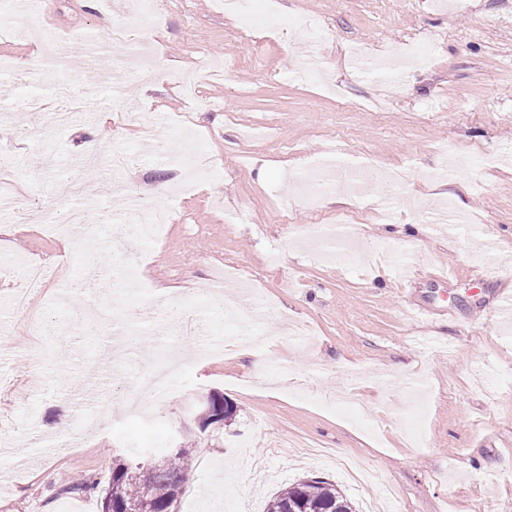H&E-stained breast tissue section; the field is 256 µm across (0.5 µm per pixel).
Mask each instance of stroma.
I'll return each instance as SVG.
<instances>
[{"label":"stroma","instance_id":"stroma-1","mask_svg":"<svg viewBox=\"0 0 512 512\" xmlns=\"http://www.w3.org/2000/svg\"><path fill=\"white\" fill-rule=\"evenodd\" d=\"M158 2L155 23L124 33L162 73L142 84L109 53L105 0H48L41 24L74 38L62 81L102 88L99 108L67 124L49 117L54 90L28 21L0 39V166L30 210H110L98 187L111 169L73 158L116 145L131 161L120 189L174 214L131 264L110 233L91 251L73 225L50 232L0 210V254L12 259L0 268V512H101L113 459L175 448L194 466L178 512H265L307 477L365 512L345 460L393 488L391 512H512V322L494 312L512 291V0H253L252 23L268 32L258 47L239 40L223 0ZM302 36L340 97L298 78ZM425 37L436 47L422 59ZM205 56L228 69L198 86L209 106L191 111L163 73ZM121 99L164 114L152 145L122 119ZM326 156L339 181L365 164L363 198L330 190L317 211L285 209L298 174ZM348 208L361 228L354 260L322 261L297 239L296 227L318 224L336 249ZM63 257L72 286L47 283L31 324L10 306L22 264ZM221 268L233 272L224 293L249 281L312 327L309 342L245 333L220 312L182 336L161 316L126 314L142 303L191 311ZM442 269L452 282L436 280ZM415 304L431 318L410 316ZM173 352L177 398L128 415L125 390H148ZM214 393L237 411L207 426ZM78 471L97 490L62 494Z\"/></svg>","mask_w":512,"mask_h":512}]
</instances>
